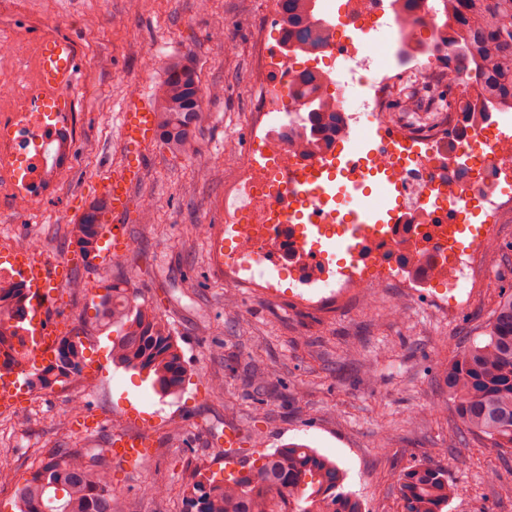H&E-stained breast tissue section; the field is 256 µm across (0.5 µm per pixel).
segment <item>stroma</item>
<instances>
[{
  "instance_id": "35a3bbf8",
  "label": "stroma",
  "mask_w": 512,
  "mask_h": 512,
  "mask_svg": "<svg viewBox=\"0 0 512 512\" xmlns=\"http://www.w3.org/2000/svg\"><path fill=\"white\" fill-rule=\"evenodd\" d=\"M267 24L262 0H17L0 12V26L22 41L76 40L77 125L95 144L39 216L0 221V238L25 239L50 260L71 257L65 278L81 287L66 290L50 318L80 338L86 358L79 378L47 388L24 380L22 402L0 413V470L11 477L0 485V512H17L16 485L53 450L106 448L115 435L144 430L153 455L133 470L112 466L125 512H187L182 489L193 472L223 473L229 428L252 460L302 443L336 461L363 512H402L399 474L435 463L454 490L447 512H512V453L465 429L446 381L449 358L485 342L500 299L512 294L511 216L480 259L482 282L451 317L435 306L447 288L407 294L395 269L370 297L325 310L298 307L287 279L267 296L213 275L208 236L251 152L250 70ZM172 58L194 62L208 90L198 155L146 147L121 218L129 248L105 264L84 257L73 217L91 209L95 177L119 160V107L153 91ZM112 285L157 305L183 356L179 391L157 393L145 373L113 362L115 332L97 328L94 307ZM90 414L101 421L92 431L82 426Z\"/></svg>"
}]
</instances>
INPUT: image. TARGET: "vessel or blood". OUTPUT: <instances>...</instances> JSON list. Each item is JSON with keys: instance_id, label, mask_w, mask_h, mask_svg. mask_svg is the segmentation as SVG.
<instances>
[{"instance_id": "vessel-or-blood-1", "label": "vessel or blood", "mask_w": 512, "mask_h": 512, "mask_svg": "<svg viewBox=\"0 0 512 512\" xmlns=\"http://www.w3.org/2000/svg\"><path fill=\"white\" fill-rule=\"evenodd\" d=\"M34 76L38 94L34 100L37 111L66 112L71 104L61 99L59 91L78 81V54L75 44L63 36H42L34 43ZM120 146L123 164L111 175L98 178L102 196L108 201L110 212L102 226L104 239L110 240L113 251H121L127 244V232L120 218L130 204L131 189L142 168V151L151 144L157 130L155 103L149 95L128 99L120 109ZM300 187L303 195L315 196L319 201H336L345 214V223L336 234L333 247H326L322 239L324 227L320 224L303 225L302 231L312 251L322 259H330L332 252L354 257L379 230L372 218L373 210L362 200L365 189L361 181L347 179L338 161L316 166L306 172ZM4 259L19 272L30 300L33 317L22 333L27 336L33 357L46 355L56 336L62 335L59 325L47 317L64 283L56 274V263L47 261L34 250H15ZM151 443L145 438L114 436L110 453L114 459L134 464L147 458Z\"/></svg>"}]
</instances>
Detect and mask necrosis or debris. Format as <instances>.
<instances>
[{
	"mask_svg": "<svg viewBox=\"0 0 512 512\" xmlns=\"http://www.w3.org/2000/svg\"><path fill=\"white\" fill-rule=\"evenodd\" d=\"M395 16V6L384 0H344L336 11L323 5L318 52L328 59L329 70L322 95L337 121L326 143L309 150L291 137L294 124L282 120L280 107L302 70L285 56L281 40L260 39L251 69L259 91L252 134L256 149L224 196V232L238 242L224 254L225 281L274 295L288 276L299 301L310 308L357 296L374 286L375 273L385 267L403 270L408 288L443 278L455 294L479 282L478 259L503 214L512 213V196L498 192L512 179V132L492 123H468L442 99L428 120L397 117L396 97L409 90L429 93L442 84L453 87L463 76L440 62L417 64L418 41L395 23ZM383 29L398 48L394 63L380 66L369 49ZM33 51L11 31L0 30V215L6 217L37 212L44 197L64 187L80 152L92 148L75 114L31 111ZM364 127L375 131L379 143L346 176L365 183L393 177L399 207L381 235L339 270L309 252L297 227L313 221L339 225L342 213L317 203L282 209L283 177L300 165L334 157L337 147ZM471 141L490 143L492 149L460 154L461 145ZM426 196L434 208L423 204ZM460 201L477 220L464 248L437 232L439 214L456 219L454 206Z\"/></svg>",
	"mask_w": 512,
	"mask_h": 512,
	"instance_id": "4bbe7bcc",
	"label": "necrosis or debris"
}]
</instances>
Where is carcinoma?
Returning <instances> with one entry per match:
<instances>
[{
	"label": "carcinoma",
	"instance_id": "cac0c4a2",
	"mask_svg": "<svg viewBox=\"0 0 512 512\" xmlns=\"http://www.w3.org/2000/svg\"><path fill=\"white\" fill-rule=\"evenodd\" d=\"M285 40L293 52H306L315 42L311 28L319 24L317 0H282ZM437 29L448 44L446 65L467 75L480 90L475 97L456 94L459 111L474 121H489L495 112L512 111V0H436ZM317 78L302 76L291 105L303 101L311 121L300 137L310 146L336 126L317 94ZM161 145L181 155H194V127L203 118L197 67L186 61L165 65L156 88ZM100 202L74 233L87 254L97 249ZM96 323L117 327L112 361L154 375L153 387L172 393L184 382L185 370L168 324L149 302H136L122 288L97 295ZM23 289L0 287V351L6 362L19 363L16 345L26 313ZM488 340L448 362V393L461 423L487 435L495 447L512 451V295L499 302L486 331ZM82 343L64 336L37 380L48 386L80 375ZM345 474L329 458L302 444H288L241 465L233 473L191 480L190 512H362L352 493L344 491ZM403 512H443L448 506V476L437 466L412 468L398 479ZM62 490L61 498L55 497ZM19 512H124L122 495L112 484L109 454L68 449L53 452L40 470L15 488Z\"/></svg>",
	"mask_w": 512,
	"mask_h": 512
}]
</instances>
